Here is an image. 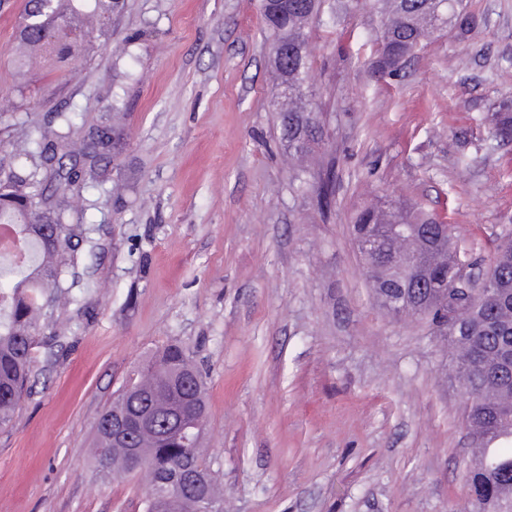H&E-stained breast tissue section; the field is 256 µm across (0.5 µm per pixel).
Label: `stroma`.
Listing matches in <instances>:
<instances>
[{
	"mask_svg": "<svg viewBox=\"0 0 512 512\" xmlns=\"http://www.w3.org/2000/svg\"><path fill=\"white\" fill-rule=\"evenodd\" d=\"M25 2L0 0V170L55 113L103 127L116 93L127 145L98 162L102 189L69 199L94 232L0 432V512H143L138 479L96 470L95 425L171 343L206 377L201 450L224 512H459L472 445L448 347L377 304L351 225L378 197L407 202L484 266L512 233V140L485 121L512 98V0H463L477 24L385 80L368 0H325L308 47L326 136L304 167L287 162L260 0H120L111 42L21 77Z\"/></svg>",
	"mask_w": 512,
	"mask_h": 512,
	"instance_id": "obj_1",
	"label": "stroma"
}]
</instances>
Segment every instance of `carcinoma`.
<instances>
[{"instance_id":"obj_1","label":"carcinoma","mask_w":512,"mask_h":512,"mask_svg":"<svg viewBox=\"0 0 512 512\" xmlns=\"http://www.w3.org/2000/svg\"><path fill=\"white\" fill-rule=\"evenodd\" d=\"M285 16L261 8L271 37V48L286 42L291 48L306 44V29L317 18L322 0H294ZM119 0H27L15 42L13 62L23 72L46 62L58 69L81 56L86 43L97 37L111 39L106 18ZM381 17L375 73L393 77L433 33L456 25L462 31L476 24L463 13L462 0H374ZM284 104L281 130L288 131V153L297 160L324 139V126L312 98L304 91L312 73L309 56L297 54L273 60ZM75 116H54L52 139L35 142L28 156L31 169L10 172L0 179V224H13L30 243V261L18 266L0 260V429L7 427L19 406L34 371L33 349L43 319L45 296L69 295L75 286L77 256L71 247L75 236L88 237L91 228L73 220L69 205L55 200L57 192L80 191L93 170L65 169L56 151L69 152L80 145L94 158L99 149L120 153L126 146L122 110L110 108L109 122L95 138L76 137ZM495 136L512 137V101L491 113ZM393 224H412L414 234L401 243L390 234ZM446 222L416 206L377 201L356 215V238L378 240L367 252L370 286L381 306L395 314L392 303L414 299L416 314L448 338L457 350L458 380L464 382V420L475 444L488 434L512 435V235L494 246L490 269L498 275L488 293L453 290L457 252ZM189 397L182 420L169 419L167 409L176 392ZM150 409L176 430L160 436L151 430L136 432L125 448L117 447L112 430L102 421L120 413L130 419ZM206 412V382L185 349L169 345L135 371L133 382L119 394L96 424L95 465L106 478L140 474L148 485L145 512H224V494L203 458L195 437L201 435ZM473 512H504L512 508V452L507 460L463 470Z\"/></svg>"}]
</instances>
